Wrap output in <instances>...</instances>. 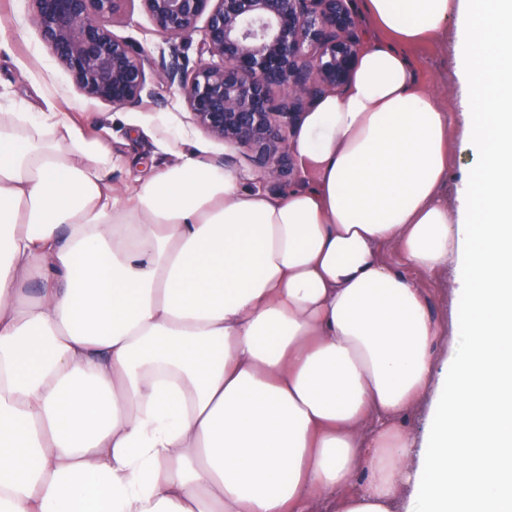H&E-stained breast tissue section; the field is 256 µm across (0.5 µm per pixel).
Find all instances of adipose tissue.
<instances>
[{"mask_svg":"<svg viewBox=\"0 0 512 512\" xmlns=\"http://www.w3.org/2000/svg\"><path fill=\"white\" fill-rule=\"evenodd\" d=\"M364 6L281 195L183 152L118 192L0 107V512H512V0ZM451 28L455 111L408 55ZM452 164L448 171V198H454L455 188L462 179L468 176L469 167L465 155L460 152V140L456 132L453 133ZM421 281L422 288H426L427 292L432 296L434 316L446 322L448 326L452 325L451 307L455 296V288H457L453 278L445 273Z\"/></svg>","mask_w":512,"mask_h":512,"instance_id":"1","label":"adipose tissue"}]
</instances>
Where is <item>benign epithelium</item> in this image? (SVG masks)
I'll return each mask as SVG.
<instances>
[{
	"label": "benign epithelium",
	"mask_w": 512,
	"mask_h": 512,
	"mask_svg": "<svg viewBox=\"0 0 512 512\" xmlns=\"http://www.w3.org/2000/svg\"><path fill=\"white\" fill-rule=\"evenodd\" d=\"M28 2L30 23L80 95L115 107L142 101L143 51L110 30L131 0ZM139 2L160 34L181 40L202 35L208 61L189 73L173 50L163 67L193 123L245 149L262 173L286 177L291 127L323 92L342 90L361 51L350 0Z\"/></svg>",
	"instance_id": "obj_1"
}]
</instances>
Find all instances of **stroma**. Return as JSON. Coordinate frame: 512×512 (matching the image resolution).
<instances>
[{
  "label": "stroma",
  "instance_id": "1",
  "mask_svg": "<svg viewBox=\"0 0 512 512\" xmlns=\"http://www.w3.org/2000/svg\"><path fill=\"white\" fill-rule=\"evenodd\" d=\"M27 0H0V24L11 40V50L0 54V102L16 103L31 112L40 111L44 96L55 95L73 107L72 117L93 130L112 133V152L124 158L123 166L112 172L115 188H122L129 168L146 169L161 165L169 156L157 142L167 134L181 135L185 149L201 151L210 159L240 172L246 184H258L266 193L278 195L285 187L264 177L239 149L215 140L196 127L181 96L161 76V64L172 52H179L186 70L206 60L199 38L178 44L160 35L139 0H130L126 12L117 18L112 33L140 47L146 56L150 96L135 105L115 107L82 97L72 87L64 68L51 56L28 21ZM420 77L449 108H457L460 84L450 42L431 43L411 48Z\"/></svg>",
  "mask_w": 512,
  "mask_h": 512
}]
</instances>
